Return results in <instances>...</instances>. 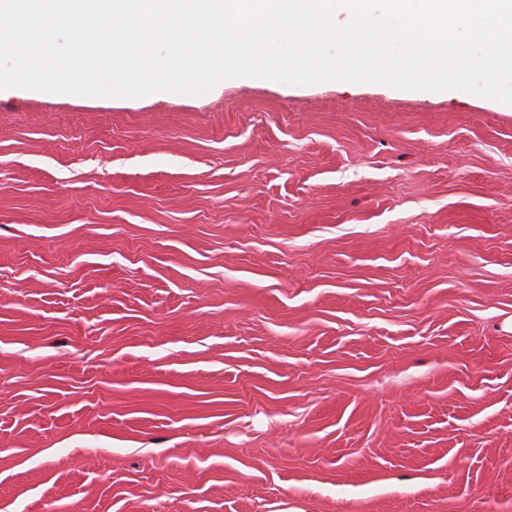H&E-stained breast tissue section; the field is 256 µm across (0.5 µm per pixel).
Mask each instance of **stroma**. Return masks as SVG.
<instances>
[{"instance_id": "35a3bbf8", "label": "stroma", "mask_w": 512, "mask_h": 512, "mask_svg": "<svg viewBox=\"0 0 512 512\" xmlns=\"http://www.w3.org/2000/svg\"><path fill=\"white\" fill-rule=\"evenodd\" d=\"M0 512H512V105L0 90Z\"/></svg>"}]
</instances>
